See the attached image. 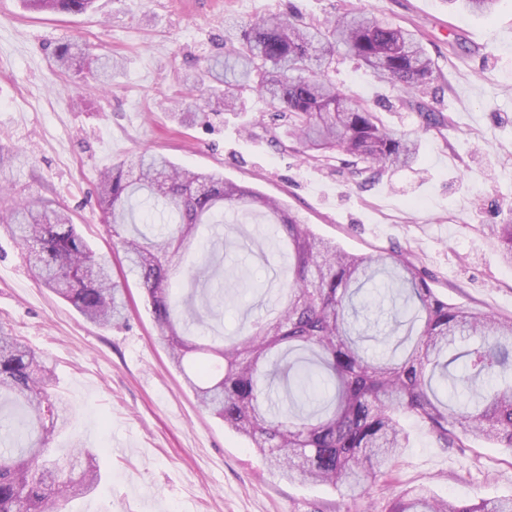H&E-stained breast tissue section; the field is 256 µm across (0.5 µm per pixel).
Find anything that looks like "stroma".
Masks as SVG:
<instances>
[{
	"mask_svg": "<svg viewBox=\"0 0 512 512\" xmlns=\"http://www.w3.org/2000/svg\"><path fill=\"white\" fill-rule=\"evenodd\" d=\"M353 7L417 29L434 63L423 98L447 122L425 132L389 84L345 52L334 60L337 83L376 105L387 129L417 134L412 167L356 189L339 174L341 158L312 165L273 146L256 96L230 113L184 90L186 74L215 54L225 18L281 13L321 24ZM73 40L120 58L122 70L104 86L87 70H56L54 49ZM173 112L191 113V123L178 126ZM146 149L281 201L346 252L402 250L441 299L512 319V266L495 230L512 222V0H498L485 18L450 12L446 0H94L81 15L0 0V208L43 199L67 207L129 290L123 323L90 324L32 278L21 247L0 231V324L48 359L70 406L71 425L50 446L66 460L74 442L91 437L102 474L95 493L61 512H377L416 486L453 501L512 495V450L481 439L463 451L441 448L412 419L410 446L392 470L347 500L268 472L243 437L200 409L100 220L101 174ZM199 239L176 260V294L222 289L219 325L228 336L270 318L271 282L287 263L264 217L226 213ZM358 298L371 303L360 313L368 347L382 354L393 295L377 280Z\"/></svg>",
	"mask_w": 512,
	"mask_h": 512,
	"instance_id": "stroma-1",
	"label": "stroma"
}]
</instances>
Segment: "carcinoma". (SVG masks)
Masks as SVG:
<instances>
[{
  "instance_id": "carcinoma-1",
  "label": "carcinoma",
  "mask_w": 512,
  "mask_h": 512,
  "mask_svg": "<svg viewBox=\"0 0 512 512\" xmlns=\"http://www.w3.org/2000/svg\"><path fill=\"white\" fill-rule=\"evenodd\" d=\"M33 12L85 13L92 0H22ZM463 12L489 15L497 0H448ZM342 48L378 79L407 95L425 131L446 123L417 98L435 79L419 35L354 9L320 27L271 13L224 23V54L207 63L209 95L238 112L250 92L264 101L272 122L288 128L280 148L322 163L328 154L349 156L346 179L359 188L384 173L414 163L418 140L387 130L368 104L331 75ZM60 70L96 65L109 78L118 60L89 56L76 42L57 46ZM98 203L113 244L151 306L171 364L199 406L248 439L267 466L289 478L339 491L367 492L408 447L403 419L418 418L440 448H463L481 438L512 450V320L496 319L440 299L420 269L402 252L349 254L316 236L274 199L218 172H196L147 151L130 165L100 176ZM260 210L288 249V279L280 286L277 315L255 322L243 336L195 335L202 323L173 294L170 262L204 224H221L224 210ZM167 214L172 227L152 240L127 231L134 223ZM0 223L29 255L42 286L72 305L88 322L110 326L124 318V293L110 260L97 255L71 214L52 201L15 203ZM504 261L512 265V224L500 225ZM406 291L400 310L406 337L388 358L368 356L351 317L355 296L381 271ZM224 361L214 371L208 360ZM287 386L281 405L275 380ZM54 373L22 340L0 328V398L17 413L0 448V512H51L93 493L100 482L95 454L84 465L51 454L47 444L66 429L69 412L53 395ZM383 512H512V496L477 503L432 498L414 489L394 495Z\"/></svg>"
}]
</instances>
